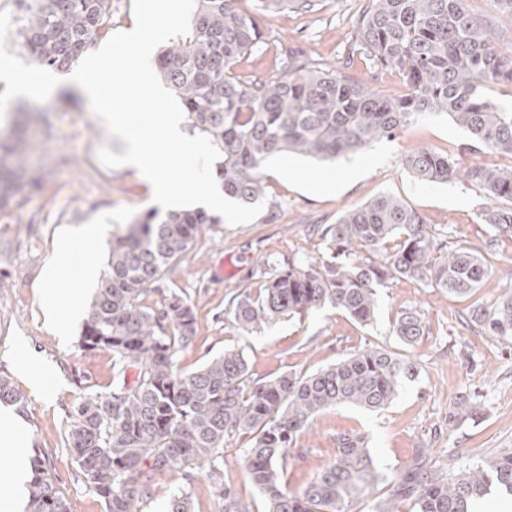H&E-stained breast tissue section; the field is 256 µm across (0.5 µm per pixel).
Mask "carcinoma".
Segmentation results:
<instances>
[{
    "mask_svg": "<svg viewBox=\"0 0 512 512\" xmlns=\"http://www.w3.org/2000/svg\"><path fill=\"white\" fill-rule=\"evenodd\" d=\"M17 39L37 64L56 71L72 67L112 29V0H17ZM492 14L472 16L465 0H369L357 34L373 63L398 72L408 91L381 98L347 74L308 70L290 54L276 79L232 74L236 61L261 41L252 19L235 0H195L190 32L157 55L160 79L179 98L192 131L220 152L215 178L224 194L253 203L264 194L263 167L282 152L336 159L367 144L392 138L424 112L445 113L474 144L512 158V112L486 93L490 84L512 85V47L494 38L496 14L512 16V0H490ZM310 10L314 0H259L258 8ZM36 143L0 141V208L14 197L11 177L25 169ZM403 164L420 182L476 185L488 198L480 213L489 229L486 247L512 237V168L473 162L428 148L406 154ZM220 219L202 209L149 211L112 242L108 270L89 304L80 347L112 352V392L80 398L71 406L67 443L87 486L105 512H140L155 474L202 464L226 439L250 432L244 451L246 477L267 502V512H351L352 504L379 481L389 494L374 512H470L497 486L512 494V452L481 459L457 473L429 464L426 449L390 474L377 473L360 434L336 440L334 461L299 491L282 483L288 448L317 414L342 405L376 411L390 405L417 364L382 346H369L306 376L282 373L253 381L241 350L227 349L189 374L175 355L196 336L188 300L173 293L154 309L142 305L180 254L208 224ZM326 255L289 258L256 294L229 300L243 331L285 315H302L329 303L362 326L372 324L378 289L406 278L453 298L469 296L488 277L483 250L447 245L401 198L383 194L346 210L333 224L317 227ZM470 326L512 345V293L492 305L475 304ZM393 335L410 345L424 332V316L406 307L394 319ZM138 371L126 382L128 368ZM480 414L460 395L448 412L457 429ZM30 512H69L43 460L31 463ZM224 512H251L224 486ZM161 512H191L185 494H173Z\"/></svg>",
    "mask_w": 512,
    "mask_h": 512,
    "instance_id": "carcinoma-1",
    "label": "carcinoma"
}]
</instances>
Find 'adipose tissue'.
<instances>
[{
  "mask_svg": "<svg viewBox=\"0 0 512 512\" xmlns=\"http://www.w3.org/2000/svg\"><path fill=\"white\" fill-rule=\"evenodd\" d=\"M103 234L101 225L89 224L83 228L78 243L64 242L59 247L52 263L47 267L42 280V300L46 307L55 308L57 299V271L65 266H74L78 275L72 282L68 294L72 309H79L84 291L97 275L98 268L91 263L97 253ZM28 445L27 434L21 416L15 408L0 405V447L9 449L14 458L13 470L0 477V512H23L28 494Z\"/></svg>",
  "mask_w": 512,
  "mask_h": 512,
  "instance_id": "adipose-tissue-1",
  "label": "adipose tissue"
}]
</instances>
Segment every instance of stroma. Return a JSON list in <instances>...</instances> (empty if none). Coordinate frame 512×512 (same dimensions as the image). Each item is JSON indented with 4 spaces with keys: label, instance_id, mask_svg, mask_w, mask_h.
Returning <instances> with one entry per match:
<instances>
[{
    "label": "stroma",
    "instance_id": "1",
    "mask_svg": "<svg viewBox=\"0 0 512 512\" xmlns=\"http://www.w3.org/2000/svg\"><path fill=\"white\" fill-rule=\"evenodd\" d=\"M368 0H315L313 10L272 14L257 0H236L262 32L258 49L244 54L234 73L269 78L280 73L284 53L313 69L349 73L382 97L404 94L401 77L373 68L356 38L355 20ZM51 128L39 139L30 163L42 182L20 184L12 206L0 210V375L25 396L18 411L26 424L30 456L41 457L70 512H104L101 500L86 487L66 442L72 403L89 394L112 390L115 375L110 351L79 347L84 314H72L67 293L74 269L59 272V316L69 319V336L54 332L41 300V280L60 242L87 224L104 225L97 263L106 267L109 248L127 224L154 209L150 187L136 171L110 167L99 159L102 148L121 153L87 99L73 90L42 102ZM424 146L460 159L512 166V159L475 151L468 136L446 115L425 113L395 137L374 141L333 161L293 153L269 159L264 166L265 211L253 221L232 226L209 224L167 272L158 291L144 305L158 306L176 293L193 306L195 341L178 351L177 369L192 372L227 349L244 352L253 379L284 372L310 374L336 364L365 345H384L418 364L414 379L402 383L396 399L371 412L341 406L317 415L288 450L281 473L289 490L305 485L330 464L340 435L359 433L378 473H389L416 449L454 454L457 468L479 458L512 450V346L463 325L470 304H492L512 288V238L499 237L492 248V270L468 298H451L421 283L390 281L378 295L377 320L363 327L346 313L325 306L302 316L283 317L246 333L228 312L234 294L256 291L262 283L258 260L321 257L320 224H332L346 209L381 194L403 199L427 223L444 229L454 244L481 246L487 239L479 214L488 199L467 183L423 184L403 164L405 154ZM404 307L419 310L426 330L413 345L401 344L391 327ZM38 360L41 385L32 388L16 369L26 355ZM481 404L483 412L460 429L448 428V411L456 396ZM250 435L228 437L204 468L156 474L142 512H158L170 494H188L192 512H222L219 483L232 487L251 512H265V500L245 476L243 450Z\"/></svg>",
    "mask_w": 512,
    "mask_h": 512
}]
</instances>
